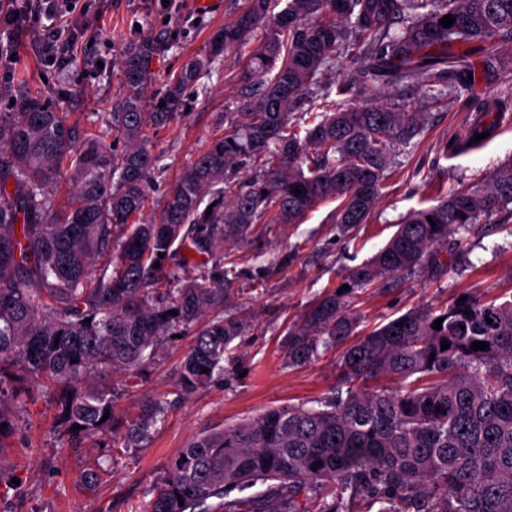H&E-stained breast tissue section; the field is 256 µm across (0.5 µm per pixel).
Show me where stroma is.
<instances>
[{"mask_svg":"<svg viewBox=\"0 0 512 512\" xmlns=\"http://www.w3.org/2000/svg\"><path fill=\"white\" fill-rule=\"evenodd\" d=\"M212 12L195 0H72L73 9L54 25L69 45L62 60L48 61L43 25H0V44L12 54L0 62V112L10 111L17 90L40 93L66 112L83 133L105 127L123 86L119 60L126 48L146 38L158 40L150 63L148 99L163 93L168 79L192 57L206 56L212 34L231 23L243 0H220ZM257 29L242 47L216 62L188 108L169 124L151 130L148 145L158 159L145 219L158 216L168 188L215 139L224 134V115L236 111L239 81L250 52L263 42ZM462 67L475 70L476 85L442 96L432 104L415 88L397 97L399 104L426 115L415 148L400 150L397 173L382 190L369 223L353 236L340 235L335 203L309 212L298 224H272L251 230L245 243L228 246L237 261L235 287L224 298L225 313L246 318L248 326L224 358V373L190 395L177 389L179 366L189 337L164 340L152 368L137 381L109 377L122 389L118 412L137 419L152 403L164 415L145 448L123 451L112 471L94 490L79 481L83 469L99 457L98 439L65 448L56 429V407L46 386L29 387L19 414L21 425L0 450V472L11 485L0 493V512H137L164 477L170 460L193 437L256 417L283 404L319 407L334 396L342 374L338 351L300 366L288 363L289 326L304 317L323 292L338 288L348 269L385 246L400 219L429 206L426 182L443 192L482 182L512 159V123L498 127L482 144L460 152L443 145L465 138L476 101L493 99L504 77H512V44L503 45L494 68H486L475 45L464 48ZM465 271L449 269L441 283L423 277L385 278L355 290L348 305L360 316L358 333L383 325L415 307L444 305L458 294L512 296V204L479 217L461 245Z\"/></svg>","mask_w":512,"mask_h":512,"instance_id":"obj_1","label":"stroma"}]
</instances>
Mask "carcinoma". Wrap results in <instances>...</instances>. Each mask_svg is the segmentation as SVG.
<instances>
[{"instance_id":"obj_1","label":"carcinoma","mask_w":512,"mask_h":512,"mask_svg":"<svg viewBox=\"0 0 512 512\" xmlns=\"http://www.w3.org/2000/svg\"><path fill=\"white\" fill-rule=\"evenodd\" d=\"M446 15L455 18L448 28L440 24ZM265 22L269 37L241 75L240 112L225 113L224 136L183 170L158 218L143 220L156 166L145 129L180 113L213 62ZM480 39L512 40V0H286L274 15L271 0H245L213 34L209 54L167 84L162 107L146 101L156 51L147 40L121 56L123 97L98 133L77 135L50 98L16 94L14 111L0 112V449L16 429L5 405L20 401L31 381L53 390L67 447L112 440L124 427L118 393L93 378L140 377L166 336L194 329L180 394L212 381L246 330L243 319L219 312L203 320L233 283L234 260L219 247L253 225L299 224L330 200L341 231H352L378 202L395 149L422 132V112L373 99L341 104L329 89L321 111L309 112L306 91L346 57L350 80L341 93H429L457 83L452 50ZM511 105L509 82L495 106H479L464 146L495 131ZM110 136L123 140L121 153ZM257 162L258 173L229 182ZM64 170L73 184L60 207L50 187ZM511 203L512 160L486 184L406 216L382 250L348 271L349 291L417 273L440 282L472 224ZM115 232L112 274L94 282V261L112 253ZM176 244L187 249L182 261L193 252L214 269L152 287L156 263ZM347 295L321 296L288 328L292 364L342 348L336 396L320 409L273 407L192 438L139 512H512V298L469 294L414 308L349 344L358 317ZM474 341L488 349H471ZM159 413L150 409L127 428L126 447L148 436ZM114 460L105 451L107 466L87 468L84 486L96 488ZM259 482L270 483L268 496L228 498Z\"/></svg>"}]
</instances>
